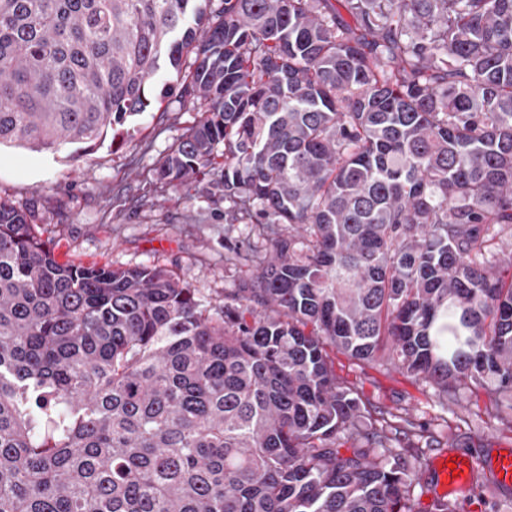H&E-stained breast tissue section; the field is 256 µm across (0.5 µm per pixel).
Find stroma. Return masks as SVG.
Returning <instances> with one entry per match:
<instances>
[{
    "label": "stroma",
    "instance_id": "stroma-1",
    "mask_svg": "<svg viewBox=\"0 0 512 512\" xmlns=\"http://www.w3.org/2000/svg\"><path fill=\"white\" fill-rule=\"evenodd\" d=\"M196 112L179 93L153 101L127 134L93 152L37 153L0 148V196L25 210L60 261L115 267L158 265L193 288L210 308L256 269L229 263L225 248L256 242L253 225L224 221V193L213 177L190 194L153 183L152 170ZM336 374L364 401L383 410L406 411L432 434L417 448L400 449L409 468L431 469L448 453L476 460L496 448L512 449V391L494 384L463 385L445 398L431 385L387 365L360 362L333 352ZM453 512H512V496L486 483L453 496Z\"/></svg>",
    "mask_w": 512,
    "mask_h": 512
}]
</instances>
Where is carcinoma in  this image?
<instances>
[{"label":"carcinoma","instance_id":"carcinoma-1","mask_svg":"<svg viewBox=\"0 0 512 512\" xmlns=\"http://www.w3.org/2000/svg\"><path fill=\"white\" fill-rule=\"evenodd\" d=\"M162 69L199 119L155 181L270 258L213 313L0 197V512H411L414 423L330 352L512 391V0H0V146L91 151Z\"/></svg>","mask_w":512,"mask_h":512}]
</instances>
